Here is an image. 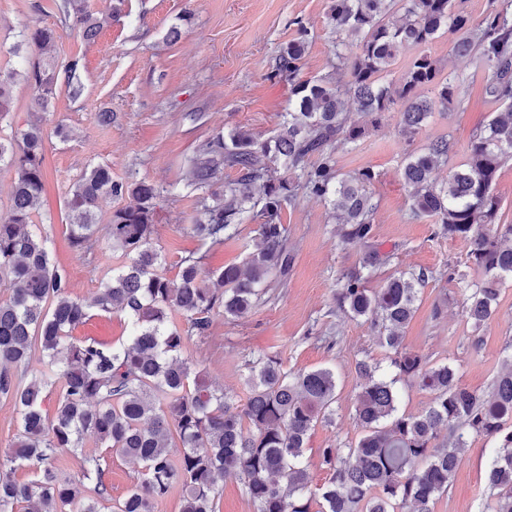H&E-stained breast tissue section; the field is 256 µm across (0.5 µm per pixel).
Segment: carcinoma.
<instances>
[{
	"label": "carcinoma",
	"mask_w": 512,
	"mask_h": 512,
	"mask_svg": "<svg viewBox=\"0 0 512 512\" xmlns=\"http://www.w3.org/2000/svg\"><path fill=\"white\" fill-rule=\"evenodd\" d=\"M64 12L86 41L112 21L92 13L87 0H64ZM328 23L336 74L298 79L307 49L304 26L275 57L270 76L288 78L292 88L273 135L231 129L196 149L192 184L207 187L225 169L238 177L224 183V197L204 205V219L190 232L217 244L259 219L243 269L207 271L190 254L180 261L178 279L167 278L165 257L152 243L160 189L146 180L114 181L110 167L96 165L66 196L68 240L76 251L92 249L102 200L125 197L126 205L106 224V244L126 262L91 302L72 298L66 270L51 260L49 237L33 224L44 190L43 132L31 125L0 133V165L14 172L9 215L0 221V286L10 290L0 300V397L13 402L20 425L11 455L0 460V512L22 503L25 512H102L109 500L104 458H87L68 479L55 466L58 453L77 454L88 443L140 465L139 482L114 512H157L174 491L180 512H217L224 479L231 476L243 481L254 512H434L471 436L495 443L484 512H512V358L484 396L464 387L452 365L403 345L425 275L400 272L379 288L366 287L390 261L371 243L376 174L367 168L342 173L336 160L338 151L366 137V127L349 121L352 108L374 127L397 113L411 141L432 112L470 95L427 52L436 37H454L459 55L478 54L486 72L483 91L506 111L472 136L462 162L451 163L454 143L442 137L406 154L401 179L413 216L434 219L439 233L469 247L475 276H458L467 320L478 329L493 319L503 288L512 284V224L499 223L495 193L498 171L512 162L508 8L474 24L454 0H331ZM55 39L54 30L34 25L10 47L25 68L0 73V124L13 112L9 85L17 75L36 90L40 112L49 110L61 79L71 97L82 95L80 60L59 67L44 56ZM405 50L414 55L394 80L392 66ZM422 89L434 96L421 95ZM443 166L448 175L441 179ZM302 192L326 202L343 242L367 247L359 266L343 274L336 301L349 318L379 328L392 368L388 374L378 364H358L363 382L355 416L362 433L345 448L322 449L327 477L320 485L313 484L304 459L305 443L318 423L336 414L333 369L287 371L277 358H260L250 367L249 395L240 405L212 389L200 363L185 355L186 342L207 337L214 314L245 317L268 288L287 284L294 254L282 214ZM92 308L126 316L127 340L106 346L73 336ZM174 313L184 327L171 322ZM399 382L426 392L428 406L417 414L401 410ZM54 389L59 397L50 416L43 404ZM22 468L33 478L21 483L15 473Z\"/></svg>",
	"instance_id": "1"
}]
</instances>
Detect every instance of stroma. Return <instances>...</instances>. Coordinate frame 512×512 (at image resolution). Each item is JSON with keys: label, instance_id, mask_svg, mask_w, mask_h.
Instances as JSON below:
<instances>
[{"label": "stroma", "instance_id": "stroma-1", "mask_svg": "<svg viewBox=\"0 0 512 512\" xmlns=\"http://www.w3.org/2000/svg\"><path fill=\"white\" fill-rule=\"evenodd\" d=\"M95 14H111V23L92 42L70 26L63 0H0V67L21 68L9 48L28 26L54 28L51 57L60 62L80 58L84 91L79 98L59 91L52 108L32 109L34 88L23 79L11 87L15 110L13 128L38 124L45 138L46 186L34 209V221L51 240L53 261L69 275V292L91 300L112 275L117 260L105 243L87 254L74 252L67 238L64 200L71 183L86 168L106 164L116 181L147 179L161 190L154 244L166 258L169 278H176L179 261L201 256L205 268L242 264L255 224H245L237 238L220 245L205 244L186 228L203 215L202 200L222 192L236 171L225 170L213 187L190 185L188 176L195 145L235 127L265 136L277 129L288 108V82L269 78V67L281 47L298 36L299 25L309 31L302 78L317 79L330 72L334 43L328 26L330 0H125L112 12V0H87ZM181 26L178 42L168 30ZM444 74L471 83L464 107L449 106L434 113L414 141H406L395 120L370 130L353 149L338 153L341 172L371 169L377 204L375 244L392 252L390 265L369 281L380 287L391 274L422 271L428 279L415 315L404 333L407 349L434 362L454 364L461 383L480 394L489 393L504 360L512 356V286H505L498 313L481 328H473L462 312L463 297L449 271L468 269L467 244L437 235L434 220L413 218L411 201L400 168L407 151L420 150L438 137L451 138L455 161L465 158L474 132L502 106L481 92L483 66L478 56H457L451 39L440 37L427 47ZM112 121L100 124L96 113ZM64 125L69 139L54 129ZM288 243L295 262L288 285L272 289L266 303L246 318L231 321L215 316L206 338L193 339L189 351L202 364L212 387L246 401L249 362L274 356L284 369L333 368L338 388L333 422L310 432L305 460L314 483L326 477L320 452L355 442L362 427L354 402L361 380L360 361L386 364L387 351L368 322L348 318L336 303L335 292L345 272L358 265L365 250L360 243L341 242L323 200L301 196L285 209ZM441 314H434L435 305ZM482 339L472 348L473 336ZM490 445L470 438L447 496L435 512H482ZM105 480L112 500H122L139 478V466L118 452L105 451Z\"/></svg>", "mask_w": 512, "mask_h": 512}]
</instances>
